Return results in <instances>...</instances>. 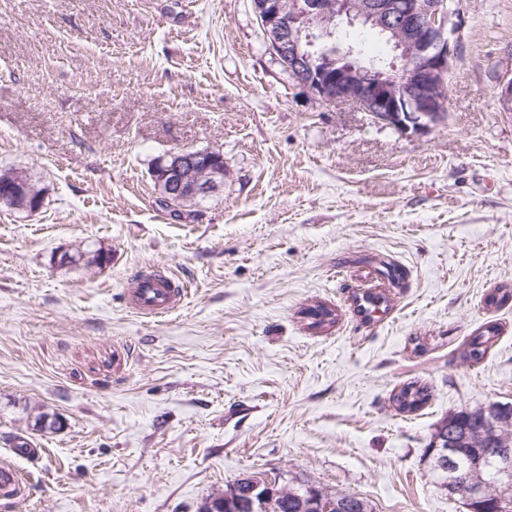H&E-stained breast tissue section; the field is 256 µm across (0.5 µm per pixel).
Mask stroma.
<instances>
[{
  "label": "stroma",
  "mask_w": 512,
  "mask_h": 512,
  "mask_svg": "<svg viewBox=\"0 0 512 512\" xmlns=\"http://www.w3.org/2000/svg\"><path fill=\"white\" fill-rule=\"evenodd\" d=\"M461 8L447 116L414 133L298 84L251 0H0V169L46 190L0 209V459L30 481L0 512H202L244 475L467 512L426 452L512 405V302L487 303L512 284V0ZM180 150L222 153L224 187L173 214L150 171ZM154 265L186 290L156 318L127 302ZM411 382L431 396L403 413ZM41 406L61 426L33 435Z\"/></svg>",
  "instance_id": "obj_1"
}]
</instances>
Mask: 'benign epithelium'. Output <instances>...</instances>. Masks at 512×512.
<instances>
[{"mask_svg": "<svg viewBox=\"0 0 512 512\" xmlns=\"http://www.w3.org/2000/svg\"><path fill=\"white\" fill-rule=\"evenodd\" d=\"M253 10L273 54L293 78L324 101L351 104L374 122L403 130H427L448 112V75L461 41L458 0H252ZM360 27L387 40L391 59L370 58L348 41L330 45L341 25ZM504 112H512V76L497 93ZM159 199L190 202L224 188V156L210 150L180 151L152 170ZM45 194L21 175L0 181V204L33 214ZM234 496L249 512H270L286 488L246 476ZM455 493L469 512H497L472 477Z\"/></svg>", "mask_w": 512, "mask_h": 512, "instance_id": "obj_1", "label": "benign epithelium"}]
</instances>
